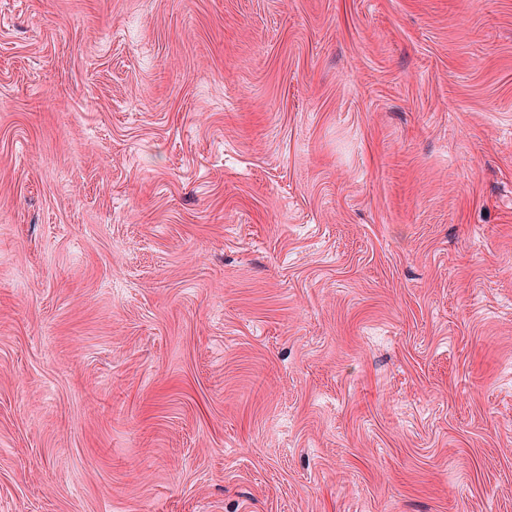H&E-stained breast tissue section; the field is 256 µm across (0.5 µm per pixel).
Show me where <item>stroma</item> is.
Instances as JSON below:
<instances>
[{
	"label": "stroma",
	"mask_w": 512,
	"mask_h": 512,
	"mask_svg": "<svg viewBox=\"0 0 512 512\" xmlns=\"http://www.w3.org/2000/svg\"><path fill=\"white\" fill-rule=\"evenodd\" d=\"M0 512H512V0H0Z\"/></svg>",
	"instance_id": "obj_1"
}]
</instances>
